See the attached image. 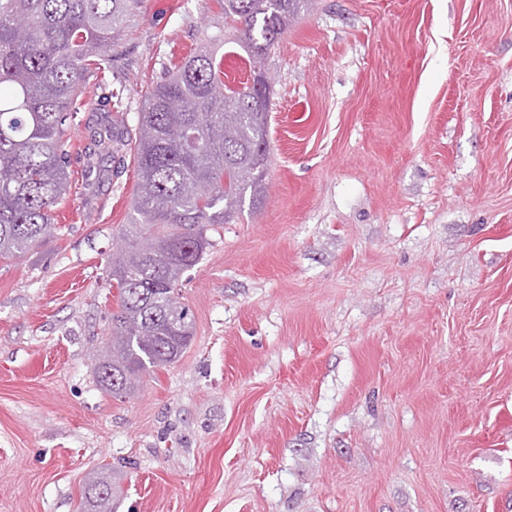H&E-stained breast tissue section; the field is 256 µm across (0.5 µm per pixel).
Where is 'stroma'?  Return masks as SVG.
Instances as JSON below:
<instances>
[{
    "instance_id": "35a3bbf8",
    "label": "stroma",
    "mask_w": 512,
    "mask_h": 512,
    "mask_svg": "<svg viewBox=\"0 0 512 512\" xmlns=\"http://www.w3.org/2000/svg\"><path fill=\"white\" fill-rule=\"evenodd\" d=\"M221 0H139L87 79L129 91L230 37ZM266 194L184 276L175 364L112 398L108 263L132 155L0 257V512H512V0H312L271 49ZM116 473L105 467L86 483L80 503V512H112V493L116 489ZM101 486L105 489L102 490Z\"/></svg>"
}]
</instances>
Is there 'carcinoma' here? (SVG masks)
Wrapping results in <instances>:
<instances>
[{
  "mask_svg": "<svg viewBox=\"0 0 512 512\" xmlns=\"http://www.w3.org/2000/svg\"><path fill=\"white\" fill-rule=\"evenodd\" d=\"M311 0H224L238 32L247 80H224L207 46L173 65L145 92L134 163V217L124 250L107 269L117 303L96 351L102 390L123 397L141 378L177 362L193 338L194 317L177 288L213 241L266 192L272 88L258 87L262 60ZM137 0H0V257L20 258L61 230L53 210L66 193L67 128L96 104L81 99L88 73L112 68V38ZM83 179L102 180L103 161L128 146L118 121L87 125ZM116 473L86 483L80 512H112Z\"/></svg>",
  "mask_w": 512,
  "mask_h": 512,
  "instance_id": "obj_1",
  "label": "carcinoma"
}]
</instances>
